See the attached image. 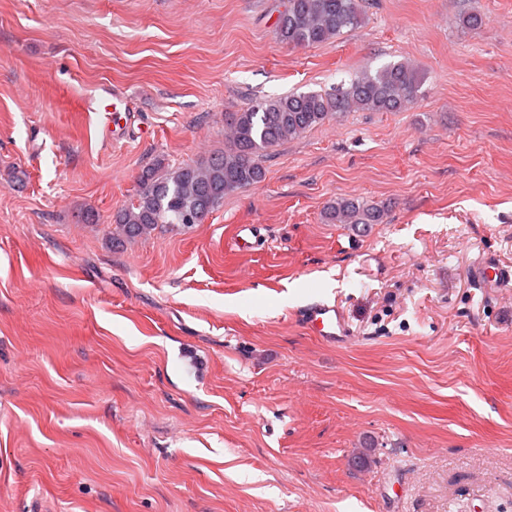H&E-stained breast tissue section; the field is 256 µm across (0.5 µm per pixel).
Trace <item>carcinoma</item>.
<instances>
[{"mask_svg":"<svg viewBox=\"0 0 512 512\" xmlns=\"http://www.w3.org/2000/svg\"><path fill=\"white\" fill-rule=\"evenodd\" d=\"M275 34L295 47L321 45L362 24L361 0H282ZM421 77L400 61L376 72H363L341 81L329 92H300L262 99L241 112H227L230 135L224 151L198 164L170 167L157 161L139 177L135 199L118 211V233L134 239L158 224L190 227L200 224L224 196L265 179L262 157L268 150L350 111L403 112L419 97ZM325 219L365 229L382 219L380 208L358 198H338Z\"/></svg>","mask_w":512,"mask_h":512,"instance_id":"1","label":"carcinoma"}]
</instances>
